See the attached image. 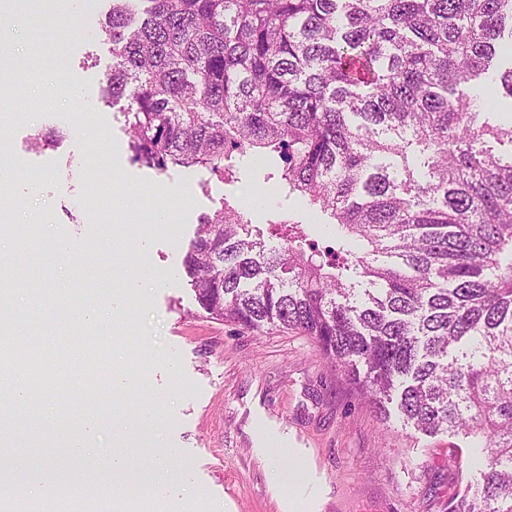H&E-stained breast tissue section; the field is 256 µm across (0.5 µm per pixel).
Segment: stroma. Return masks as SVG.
<instances>
[{
    "mask_svg": "<svg viewBox=\"0 0 512 512\" xmlns=\"http://www.w3.org/2000/svg\"><path fill=\"white\" fill-rule=\"evenodd\" d=\"M110 0L73 24L67 0H19L0 35V163L16 172L1 184L0 232L8 248L0 276L17 270L11 292L10 374L30 349L47 363L69 355V391L42 390L10 434L14 464L65 469L81 477L90 454L106 475L110 453L164 476L161 496L126 502L101 494L82 512H448L473 470L457 437L380 420L314 339L291 330H248L209 318L183 259L201 217L250 189L262 203L248 219L292 217L332 235L319 210L288 197L267 165L241 158V180L224 184L199 166L159 171L131 159L126 101L102 98L112 54L99 21ZM66 57L67 79L56 63ZM53 145L34 147L38 135ZM157 193L156 221L183 201L170 234L140 230L137 207ZM62 237L57 255L34 240ZM95 310L112 324L99 352L71 351ZM461 470L448 466L450 455ZM294 468L295 482L275 468Z\"/></svg>",
    "mask_w": 512,
    "mask_h": 512,
    "instance_id": "1",
    "label": "stroma"
}]
</instances>
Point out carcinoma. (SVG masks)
<instances>
[{"label":"carcinoma","instance_id":"cac0c4a2","mask_svg":"<svg viewBox=\"0 0 512 512\" xmlns=\"http://www.w3.org/2000/svg\"><path fill=\"white\" fill-rule=\"evenodd\" d=\"M100 28L133 161L234 183L272 157L336 228L224 202L183 260L200 308L297 330L380 412L477 442L448 512H512V123L475 109L494 62L512 100V0H112Z\"/></svg>","mask_w":512,"mask_h":512}]
</instances>
